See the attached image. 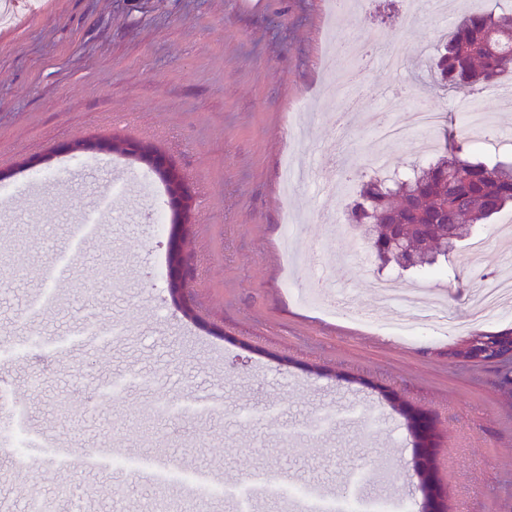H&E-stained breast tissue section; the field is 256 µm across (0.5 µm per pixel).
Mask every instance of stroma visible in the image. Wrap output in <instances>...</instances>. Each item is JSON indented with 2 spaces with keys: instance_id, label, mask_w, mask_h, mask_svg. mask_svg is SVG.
Listing matches in <instances>:
<instances>
[{
  "instance_id": "stroma-1",
  "label": "stroma",
  "mask_w": 512,
  "mask_h": 512,
  "mask_svg": "<svg viewBox=\"0 0 512 512\" xmlns=\"http://www.w3.org/2000/svg\"><path fill=\"white\" fill-rule=\"evenodd\" d=\"M0 19V430L23 421L25 457L0 454V512H28L39 487L49 512H144L183 492L151 472L112 469L131 455L224 483L229 494L201 512H299L262 493L266 479L322 496L409 502L415 454L387 394L425 410L440 433L436 467L449 512H512V387L490 364L459 362L449 348L480 330L512 334V306L473 326L465 312L482 278L512 263V209L484 225L479 266L468 246L428 276L391 271L398 288L428 287L457 319L454 330L383 327L375 282L384 273L345 221L375 151L353 125L350 189L340 182L342 135L323 95L371 32L390 27L407 52L401 72L361 69L360 110L388 111L404 90L411 109L435 112L444 131L474 139L462 113L467 85L439 88L422 66L441 29L467 12L512 0H442L409 25L403 0H363L332 17L330 0H8ZM399 120L401 111H388ZM98 137L159 148L192 193L188 228L194 278L185 314L167 288V238L152 217L168 213L157 176L115 153H65ZM295 153L317 181L282 189L281 161ZM125 185L109 211L100 196ZM299 224L302 264L281 250L283 214ZM71 255L53 306L33 304L45 275ZM325 281L329 302L373 308L364 324L300 302ZM40 373L41 385L29 380ZM169 403L171 414L148 418ZM69 449V465L55 463ZM69 489L59 497V485Z\"/></svg>"
}]
</instances>
